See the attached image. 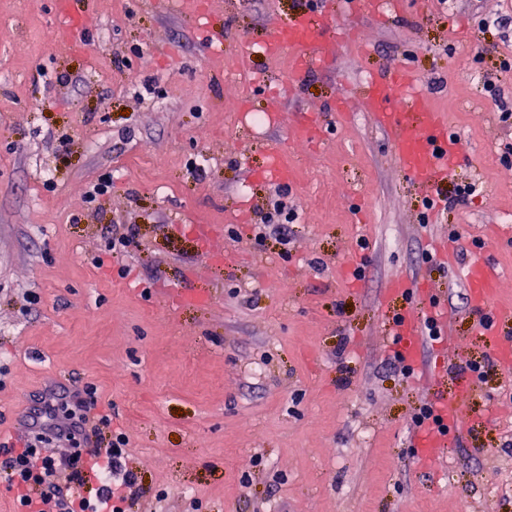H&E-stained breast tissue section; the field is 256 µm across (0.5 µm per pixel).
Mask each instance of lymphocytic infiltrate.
I'll use <instances>...</instances> for the list:
<instances>
[{"label": "lymphocytic infiltrate", "instance_id": "f902f5d3", "mask_svg": "<svg viewBox=\"0 0 512 512\" xmlns=\"http://www.w3.org/2000/svg\"><path fill=\"white\" fill-rule=\"evenodd\" d=\"M96 393L91 386L45 390L26 413L29 438L0 445V478L17 512H130L142 498L141 479L127 464L129 439ZM50 441L65 444L67 454L43 455Z\"/></svg>", "mask_w": 512, "mask_h": 512}]
</instances>
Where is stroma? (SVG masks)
Listing matches in <instances>:
<instances>
[{
    "label": "stroma",
    "mask_w": 512,
    "mask_h": 512,
    "mask_svg": "<svg viewBox=\"0 0 512 512\" xmlns=\"http://www.w3.org/2000/svg\"><path fill=\"white\" fill-rule=\"evenodd\" d=\"M67 2L70 34L58 0H0V442L46 387L90 383L158 512H512V371H470L491 340L457 273L476 254L512 269V122L483 91L512 108V0H400L386 22L328 0L349 42L295 85L261 47L308 0ZM401 65L468 148L431 206L362 108L366 76ZM310 114L323 139L298 137ZM274 154L287 180H256ZM278 188L285 244L257 236ZM131 226L119 266L95 267ZM432 302L450 318L404 372L392 321ZM442 394L477 421L431 468L413 419Z\"/></svg>",
    "instance_id": "1"
}]
</instances>
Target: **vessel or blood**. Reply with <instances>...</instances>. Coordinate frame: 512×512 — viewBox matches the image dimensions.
Listing matches in <instances>:
<instances>
[{
  "instance_id": "vessel-or-blood-1",
  "label": "vessel or blood",
  "mask_w": 512,
  "mask_h": 512,
  "mask_svg": "<svg viewBox=\"0 0 512 512\" xmlns=\"http://www.w3.org/2000/svg\"><path fill=\"white\" fill-rule=\"evenodd\" d=\"M348 10L385 19L395 10L394 0H348ZM340 23L326 18L314 23L308 12H297L289 22L279 24L265 49L270 56L289 55L292 82L302 81L316 61L340 43ZM364 109L374 123L389 135L396 165L414 177L425 197H432L437 185L447 179L464 158L462 142L449 136L441 114L427 102V95L417 89L410 71L400 67L365 85ZM475 310L491 312L482 333L494 342L492 353L504 367L512 366V309L495 305L501 272L480 258L460 271ZM391 334L408 363H416L419 351L420 317L411 312L400 315ZM422 460L437 466L446 460L448 435L437 429L425 431L418 439Z\"/></svg>"
}]
</instances>
